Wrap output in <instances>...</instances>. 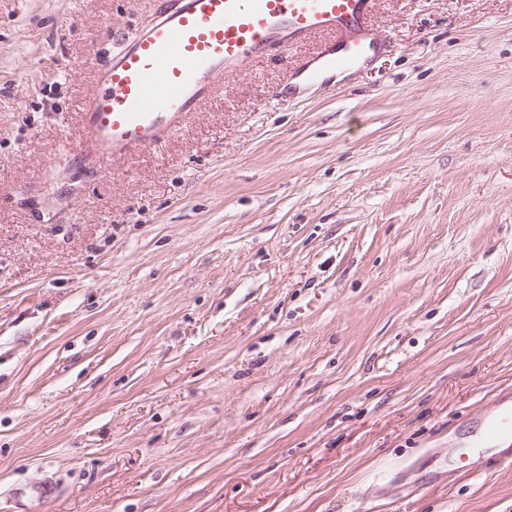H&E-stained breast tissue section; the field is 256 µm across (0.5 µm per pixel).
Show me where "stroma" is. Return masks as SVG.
Wrapping results in <instances>:
<instances>
[{"label": "stroma", "instance_id": "obj_1", "mask_svg": "<svg viewBox=\"0 0 512 512\" xmlns=\"http://www.w3.org/2000/svg\"><path fill=\"white\" fill-rule=\"evenodd\" d=\"M156 4L0 0V512H512L448 473L512 398V0H379L367 63L272 53L104 176Z\"/></svg>", "mask_w": 512, "mask_h": 512}]
</instances>
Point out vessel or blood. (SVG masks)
I'll use <instances>...</instances> for the list:
<instances>
[{"instance_id": "b4317fda", "label": "vessel or blood", "mask_w": 512, "mask_h": 512, "mask_svg": "<svg viewBox=\"0 0 512 512\" xmlns=\"http://www.w3.org/2000/svg\"><path fill=\"white\" fill-rule=\"evenodd\" d=\"M377 0H164L151 25L103 63L80 106L74 153L112 174L128 159L161 148L193 112L218 93L217 81L246 72L272 50L326 34L290 79L320 81L348 70L375 45ZM486 438L498 460H512V411L491 420Z\"/></svg>"}]
</instances>
